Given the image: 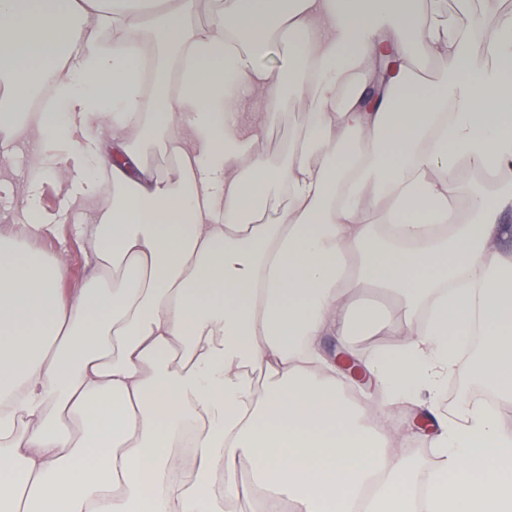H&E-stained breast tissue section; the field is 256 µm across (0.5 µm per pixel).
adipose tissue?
Listing matches in <instances>:
<instances>
[{
    "label": "adipose tissue",
    "mask_w": 512,
    "mask_h": 512,
    "mask_svg": "<svg viewBox=\"0 0 512 512\" xmlns=\"http://www.w3.org/2000/svg\"><path fill=\"white\" fill-rule=\"evenodd\" d=\"M196 3L0 0V133L40 159L25 236L0 235V512H512L500 406L437 417L424 505L389 430L477 331L473 371L512 403V15L487 43L448 0H209L194 26ZM289 90L305 127L274 164L254 145ZM466 166L499 191L461 222ZM103 175L69 297L28 243L54 230L40 189L64 183L62 221ZM396 309L358 397L321 338Z\"/></svg>",
    "instance_id": "obj_1"
}]
</instances>
